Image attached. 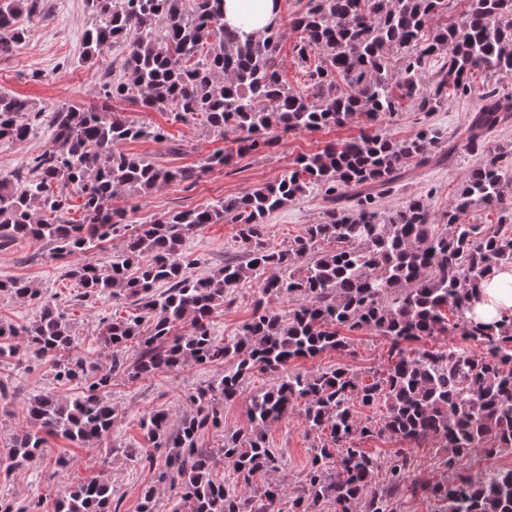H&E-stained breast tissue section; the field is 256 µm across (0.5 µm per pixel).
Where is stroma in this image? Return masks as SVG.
Here are the masks:
<instances>
[{"label": "stroma", "instance_id": "obj_1", "mask_svg": "<svg viewBox=\"0 0 512 512\" xmlns=\"http://www.w3.org/2000/svg\"><path fill=\"white\" fill-rule=\"evenodd\" d=\"M44 10L34 17H21L20 25L28 36L12 54L0 57V91L27 99L41 116L28 140L22 143L0 140V177L24 167L27 160L51 144L47 112L63 104H102L101 86L105 70L112 61L111 53L98 59L82 60L81 40L86 29L96 23V17L86 0H43ZM474 98L449 99L435 112H418L410 102H403L399 113L383 122V133L395 138L416 134L422 125L437 128L459 149L446 164L431 163L413 172V177L397 189L383 194L379 201L382 212L401 208L412 197L428 200L435 212L447 209L454 199L464 173L477 163L476 154L463 149L464 131L468 119L477 109ZM114 111L129 120L161 129V141L140 139L126 142V152L146 157L165 168H194L200 176L195 185L173 181L146 196L120 193L112 201L114 209L125 212L128 223L148 224L180 210L191 209L213 200L238 196L251 188L274 182L304 154L322 151L331 143L340 144L369 131L365 119L354 118L340 126L316 131L294 130L277 132L272 148L261 153L235 154L233 136L220 137L201 124L175 120L166 110L145 111L131 103L116 99ZM171 141L185 143L182 153H170ZM233 152L231 166L205 169L206 159L216 150ZM323 211L320 197L306 195L272 214L267 224L270 244L284 247L307 225L317 223ZM237 226L232 222L210 224L194 233L185 243V252L192 265L190 275L203 278L223 266L226 258L241 257L236 239ZM19 278L37 285L43 299L66 305L75 333L77 352L87 360L105 365L109 351L101 340L102 321L113 315H126L130 307L124 300L109 296L82 299V289L65 272L62 260L53 256L50 245L19 239L9 247L0 248V278ZM257 287L256 277H248L233 290L231 303L225 304L211 319L217 339L236 336L241 325L252 315V303ZM350 347L342 352L327 351L312 359H300L291 364L293 372H314L339 365L372 380L387 358L390 341L368 330L350 332ZM223 367L210 363H190L173 373H164L139 381H128L125 374L112 378L107 396L116 420L107 439L90 447L75 445L63 438L48 436L42 457L15 470L6 481L0 480V497L35 504L37 512H53L54 501L62 485L74 484L98 475L112 480L114 497L120 502V512H139L140 492L155 483L156 474L131 462L122 451L144 445L139 421L148 412L164 409L171 427H178L190 414L187 401L190 393L218 379ZM0 378L8 379L11 391L0 399V459L6 458L13 436L27 425V405L38 394L52 393L66 399L82 393L84 384L75 381L60 384L54 378L50 359L32 365H1ZM273 379L257 374L249 378L237 397L223 405V430L204 432L199 447L213 448L223 431L242 432L251 428L249 403L253 395L268 389ZM266 440L282 457L281 471L289 490H296L297 481L306 468L313 444L318 437L309 430L303 413L293 412L287 418L273 422L266 430ZM411 464L416 475L431 481H444L454 474L474 475L488 467L512 466V451L492 458L480 454L458 461L454 470H445L440 460L444 449L433 443L410 449ZM66 458V473H59L56 461Z\"/></svg>", "mask_w": 512, "mask_h": 512}]
</instances>
